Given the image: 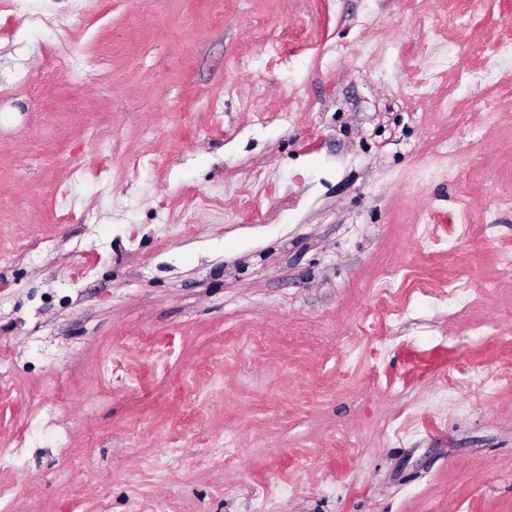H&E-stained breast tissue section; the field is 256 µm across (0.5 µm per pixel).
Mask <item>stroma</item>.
Returning <instances> with one entry per match:
<instances>
[{"instance_id":"stroma-1","label":"stroma","mask_w":512,"mask_h":512,"mask_svg":"<svg viewBox=\"0 0 512 512\" xmlns=\"http://www.w3.org/2000/svg\"><path fill=\"white\" fill-rule=\"evenodd\" d=\"M507 21L0 9V512H512V67L465 85ZM459 383L470 385L477 383L483 387L486 398L491 397L498 389V383L493 380L481 367H470L461 373Z\"/></svg>"}]
</instances>
